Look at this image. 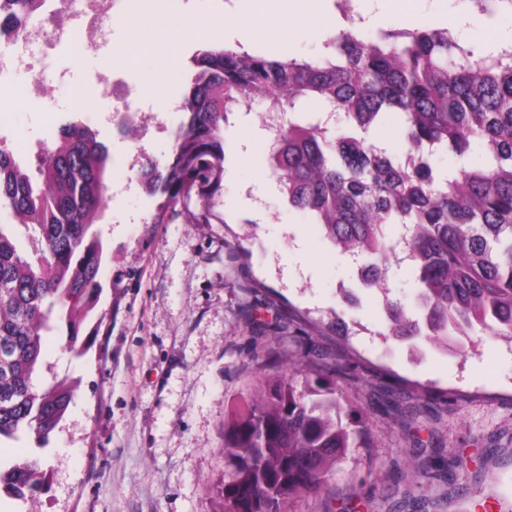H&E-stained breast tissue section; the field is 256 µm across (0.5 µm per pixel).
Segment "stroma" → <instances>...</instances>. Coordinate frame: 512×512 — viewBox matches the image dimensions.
Returning <instances> with one entry per match:
<instances>
[{
    "label": "stroma",
    "mask_w": 512,
    "mask_h": 512,
    "mask_svg": "<svg viewBox=\"0 0 512 512\" xmlns=\"http://www.w3.org/2000/svg\"><path fill=\"white\" fill-rule=\"evenodd\" d=\"M301 0L288 14L289 37L241 43L238 5L225 0H128L124 19L141 44L117 70L151 82L154 109L181 101L204 45L259 50L272 57L314 56L324 38L311 10L350 27L367 15L364 34L466 16L469 0ZM198 24L183 37V23ZM53 116L15 102L0 145L20 148L35 168L62 120L78 118L57 100ZM95 128L109 151L106 201L98 224L105 262L103 292L92 316L91 349L72 358L63 336L46 341L45 358L78 388L47 447L0 444V456L34 458L51 489L11 512H224V421L247 382L300 364H337L344 406L358 412L371 438L348 449L324 488L292 500L288 512H470L474 499L512 512V341L475 339L458 357L386 335L381 297L367 293L337 326L340 291L356 270L320 229L289 210L268 170L273 132L243 111L224 130L225 223L155 224L159 200L146 196L123 162L132 140L102 113ZM463 457L464 472L412 475L410 465Z\"/></svg>",
    "instance_id": "obj_1"
}]
</instances>
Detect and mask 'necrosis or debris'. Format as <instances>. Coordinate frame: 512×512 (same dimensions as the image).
I'll use <instances>...</instances> for the list:
<instances>
[{"instance_id": "1", "label": "necrosis or debris", "mask_w": 512, "mask_h": 512, "mask_svg": "<svg viewBox=\"0 0 512 512\" xmlns=\"http://www.w3.org/2000/svg\"><path fill=\"white\" fill-rule=\"evenodd\" d=\"M122 4L123 0H63L66 21L61 26H47L32 15L18 30L0 32V43L6 46L0 52V97L28 100L34 88L51 82L67 98H82L89 104L111 102L113 122L139 115L141 102L151 93L146 83L129 85L108 69L93 73L89 85L76 86L68 82L63 66V52L77 46L111 55L112 21ZM19 72L28 74L27 86H14L13 77Z\"/></svg>"}]
</instances>
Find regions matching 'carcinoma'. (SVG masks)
<instances>
[{
  "mask_svg": "<svg viewBox=\"0 0 512 512\" xmlns=\"http://www.w3.org/2000/svg\"><path fill=\"white\" fill-rule=\"evenodd\" d=\"M36 2L0 0V30L17 29ZM325 47L330 53L308 58L213 44L197 52L170 153L144 157L136 172L146 194L161 199L152 223L192 204L194 223L217 218L224 124L243 103L265 104L288 116L268 158L273 178L292 209L360 260L361 286L388 291L390 257L405 246L419 288L411 309L383 300L389 335L457 354L474 336L512 341V51L464 47L447 27L374 37L343 30ZM308 101L340 113L343 126L333 134L299 120ZM389 114L408 145L402 156L368 138ZM476 146L484 161L469 167ZM440 154L459 167H434ZM108 161L97 130L79 120L59 125L33 173L0 145V441L31 437L46 447L72 403L74 381L43 382L42 338L64 332L76 357L91 348ZM326 372L298 367L246 384L224 424V512H283L292 498L322 489L346 449L370 447L351 429L338 369ZM2 467L24 486L9 498L47 491L37 461Z\"/></svg>",
  "mask_w": 512,
  "mask_h": 512,
  "instance_id": "carcinoma-1",
  "label": "carcinoma"
}]
</instances>
